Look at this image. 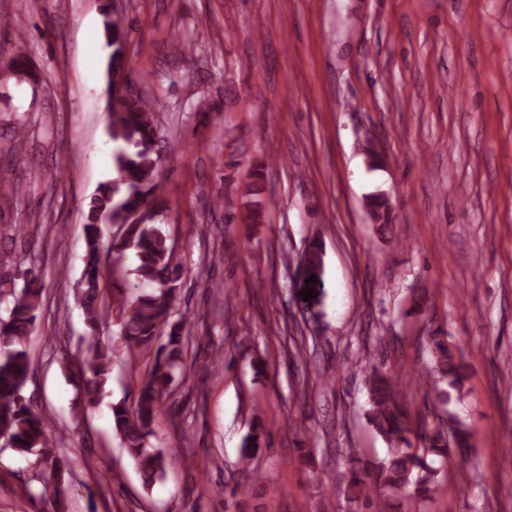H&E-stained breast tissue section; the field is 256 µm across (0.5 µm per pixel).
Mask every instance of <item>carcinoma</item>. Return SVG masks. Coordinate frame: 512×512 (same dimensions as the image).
<instances>
[{
    "label": "carcinoma",
    "instance_id": "1",
    "mask_svg": "<svg viewBox=\"0 0 512 512\" xmlns=\"http://www.w3.org/2000/svg\"><path fill=\"white\" fill-rule=\"evenodd\" d=\"M24 30H16L11 49L0 47V55L10 62L13 72L38 81L25 46ZM113 141L124 144L115 156L118 176L102 186L88 204L85 216L86 253L78 292L85 312L87 335L76 358L78 374L84 379L85 405L98 402L111 371L116 351L112 342L101 336L106 325L102 309L111 302L121 315L120 338L131 357L146 358V369L132 401L112 405V423L135 464L144 489L151 490L166 470L163 454L148 446L155 418L167 398L174 393L175 370L185 368L189 341L186 320L176 316L174 296L184 269L173 263L169 235L155 224H131L130 217L161 207L162 185L158 174L155 113L137 95H111L109 100ZM265 164L253 166L247 194L257 198L238 219L240 224H264L269 206L258 201L264 192ZM372 224L385 230L395 223L391 197L377 191L365 197ZM118 227L108 252L102 251V224L106 219ZM128 249L135 251L136 267L131 270L136 282L155 285V292L140 296L129 304L125 290L129 275L112 276L111 288L100 289V276L109 260H120ZM300 266L305 276L320 281L321 245L310 242ZM43 285L37 260L23 271V286L12 292L13 306L8 318H0V439L16 451L36 456L37 476L43 481L39 498L59 512L66 492L67 462L57 455L54 429L49 418L23 390L32 366L29 336L39 317ZM431 364L417 382L434 389L445 384L461 390L468 379L463 352L448 346L447 338L435 331L428 337ZM351 368L365 381L369 408L367 421L389 445V457L381 462L355 460L348 470V507H364L370 512H413V505L432 501L441 483V468L429 457L468 463L472 435L464 423L452 421L431 425L416 423L404 402L400 379L373 362L358 358ZM264 429L254 422L241 443L240 463L249 469L263 447Z\"/></svg>",
    "mask_w": 512,
    "mask_h": 512
}]
</instances>
